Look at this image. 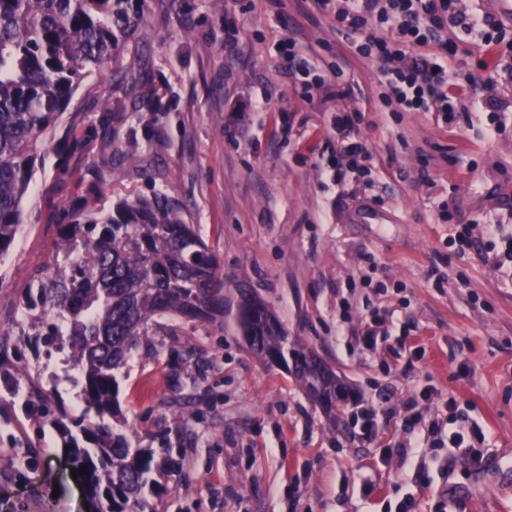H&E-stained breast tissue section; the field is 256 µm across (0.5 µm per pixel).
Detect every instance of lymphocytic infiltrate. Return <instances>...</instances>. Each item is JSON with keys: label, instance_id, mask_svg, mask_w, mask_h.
Masks as SVG:
<instances>
[{"label": "lymphocytic infiltrate", "instance_id": "f902f5d3", "mask_svg": "<svg viewBox=\"0 0 512 512\" xmlns=\"http://www.w3.org/2000/svg\"><path fill=\"white\" fill-rule=\"evenodd\" d=\"M310 2L318 12L334 16L351 55L382 61V97L396 111H420L428 101L436 100L442 103L449 124H456L452 98L486 87L495 76L498 65L494 62L478 75L468 73L454 80L448 76L447 58L459 49L449 37L451 31L463 32L490 53L505 35L495 16L467 15L458 9V0H345L341 7L336 0ZM380 28L391 29V38H378ZM430 44L437 48L432 57L418 55V48ZM356 120L350 112L336 113L333 118L332 130L339 143L336 161L363 169L371 155L351 137Z\"/></svg>", "mask_w": 512, "mask_h": 512}]
</instances>
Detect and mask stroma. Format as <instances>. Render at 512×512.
<instances>
[{"instance_id":"1","label":"stroma","mask_w":512,"mask_h":512,"mask_svg":"<svg viewBox=\"0 0 512 512\" xmlns=\"http://www.w3.org/2000/svg\"><path fill=\"white\" fill-rule=\"evenodd\" d=\"M143 8L122 61L143 74L141 87L97 73L71 103L88 126L111 118L134 157L112 160L90 138L66 176L43 146L26 203L33 222L0 267V327L22 363L44 377L59 363L28 345L18 300L67 221L60 200L96 187L110 208L161 192L199 226L230 288L261 298L349 396L327 411L252 354L232 316L178 331L163 321L118 395L140 446L172 449L180 462L158 512H395L408 496L417 512H512V264L487 232L512 231V77L462 99L469 120L452 129L434 103L392 111L379 62L350 56L334 19L306 0ZM287 39L313 65L307 82L280 63ZM336 112L358 115L369 174L329 177ZM461 224L473 227L463 255L452 244ZM413 399L420 431L478 422L480 455L499 468L476 474L464 449L432 441L401 460ZM365 409L389 424L372 441L358 422ZM71 469L61 436L0 392V512H99Z\"/></svg>"}]
</instances>
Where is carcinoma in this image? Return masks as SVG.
Instances as JSON below:
<instances>
[{
	"label": "carcinoma",
	"instance_id": "1",
	"mask_svg": "<svg viewBox=\"0 0 512 512\" xmlns=\"http://www.w3.org/2000/svg\"><path fill=\"white\" fill-rule=\"evenodd\" d=\"M129 0H0V266L19 226L32 178L43 158L38 143L56 136L67 117L61 166L82 152L86 114L70 112L74 86L111 65L118 80L136 88L137 77L118 67L125 43L143 20ZM58 225L55 259L31 275L19 297L22 312L37 321L35 351L66 354L46 384L4 363L9 331L0 327V383L23 391L29 416L47 423L70 448L74 467L100 512H157L169 492L172 466L152 448L134 443L117 401L118 376L134 351L149 344L160 319L184 324L224 320L228 281L197 226L175 199L155 194L99 208L91 194ZM234 320L253 354L269 363L293 364L305 391L325 408L336 407V374L305 351L267 305L237 289ZM81 387L85 414L73 420L48 402L59 386Z\"/></svg>",
	"mask_w": 512,
	"mask_h": 512
}]
</instances>
